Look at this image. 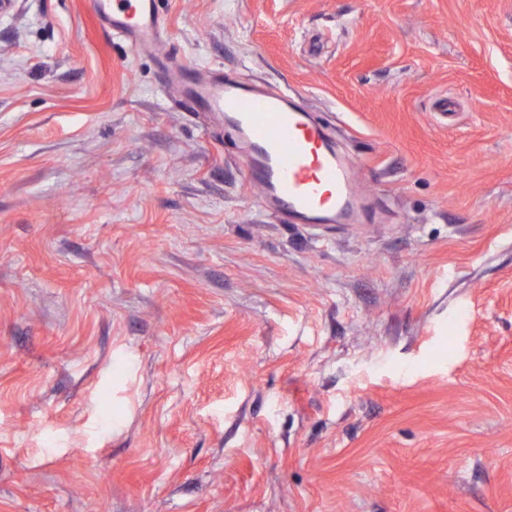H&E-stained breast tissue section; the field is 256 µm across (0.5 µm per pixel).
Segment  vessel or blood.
<instances>
[{
  "label": "vessel or blood",
  "mask_w": 512,
  "mask_h": 512,
  "mask_svg": "<svg viewBox=\"0 0 512 512\" xmlns=\"http://www.w3.org/2000/svg\"><path fill=\"white\" fill-rule=\"evenodd\" d=\"M113 34L134 51L166 58L164 81L203 111L232 125L243 149L245 177L284 224H332L356 210V172L336 151L307 106L288 93L224 77L219 70L169 61L155 0H92Z\"/></svg>",
  "instance_id": "vessel-or-blood-1"
}]
</instances>
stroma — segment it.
I'll return each instance as SVG.
<instances>
[{
    "mask_svg": "<svg viewBox=\"0 0 512 512\" xmlns=\"http://www.w3.org/2000/svg\"><path fill=\"white\" fill-rule=\"evenodd\" d=\"M156 8L298 96L366 216L280 223L155 53L15 0L0 512H512V0Z\"/></svg>",
    "mask_w": 512,
    "mask_h": 512,
    "instance_id": "1",
    "label": "stroma"
}]
</instances>
